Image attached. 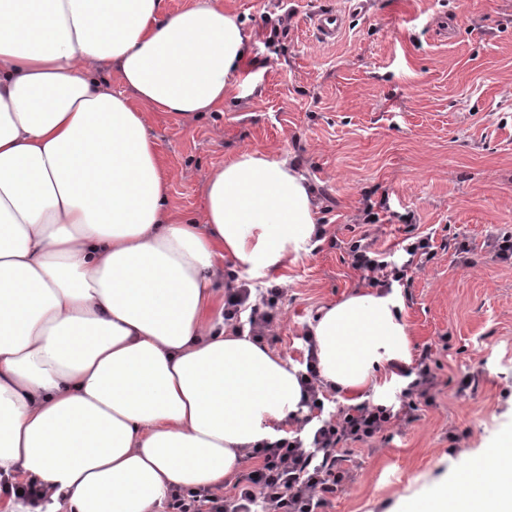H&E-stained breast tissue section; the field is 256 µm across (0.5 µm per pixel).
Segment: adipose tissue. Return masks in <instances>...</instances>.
Masks as SVG:
<instances>
[{"label": "adipose tissue", "instance_id": "adipose-tissue-1", "mask_svg": "<svg viewBox=\"0 0 512 512\" xmlns=\"http://www.w3.org/2000/svg\"><path fill=\"white\" fill-rule=\"evenodd\" d=\"M248 40L215 0H0V473L45 490L5 512H159L305 413L300 365L210 307L225 264L260 284L319 244L307 177L244 149L185 217L147 129L243 97ZM308 329L327 389L378 403L412 357L394 290ZM405 512H512V434Z\"/></svg>", "mask_w": 512, "mask_h": 512}]
</instances>
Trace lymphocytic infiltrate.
Masks as SVG:
<instances>
[{
    "label": "lymphocytic infiltrate",
    "mask_w": 512,
    "mask_h": 512,
    "mask_svg": "<svg viewBox=\"0 0 512 512\" xmlns=\"http://www.w3.org/2000/svg\"><path fill=\"white\" fill-rule=\"evenodd\" d=\"M433 242L429 234L405 235L398 247L406 259L398 264L390 260L388 251L376 249L375 237L365 233L349 242L348 255L369 287L384 290L407 280L409 271L433 259ZM236 279L235 272L225 271L224 319L232 321L244 304H251V333L265 338L277 319L284 290L270 286L254 303L249 288ZM393 370L407 380L400 392L402 412L370 402L338 408L315 431L311 442L291 437L248 452V466L236 475L228 492L217 487L178 490L168 496L165 512H322L330 497L344 490L349 481L354 443L370 441L395 420L413 422L421 406L433 404L437 382L429 350H422L415 366L397 364Z\"/></svg>",
    "instance_id": "obj_1"
}]
</instances>
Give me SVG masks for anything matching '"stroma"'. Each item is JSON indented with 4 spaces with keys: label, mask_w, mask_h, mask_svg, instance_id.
Returning <instances> with one entry per match:
<instances>
[{
    "label": "stroma",
    "mask_w": 512,
    "mask_h": 512,
    "mask_svg": "<svg viewBox=\"0 0 512 512\" xmlns=\"http://www.w3.org/2000/svg\"><path fill=\"white\" fill-rule=\"evenodd\" d=\"M218 2L249 32L254 93L188 120L153 112L147 126L173 175L170 204L190 216L208 171L237 151L305 171L326 235L270 276L286 290L270 349L301 362L319 309L363 287L346 245L363 231L364 197L382 205L380 249L407 221L467 246L398 285L414 353L432 347L438 362L435 405L355 451L350 484L324 509L402 512L512 431V265L492 251L512 229V0H288V33L272 47L263 18L277 0ZM328 9L346 14L332 44L312 29ZM464 371L477 381L461 394Z\"/></svg>",
    "instance_id": "35a3bbf8"
}]
</instances>
